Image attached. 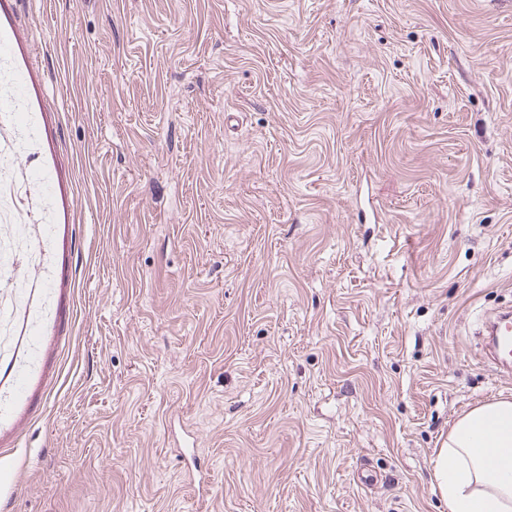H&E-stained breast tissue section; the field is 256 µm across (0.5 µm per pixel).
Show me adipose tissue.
I'll return each instance as SVG.
<instances>
[{"label": "adipose tissue", "mask_w": 512, "mask_h": 512, "mask_svg": "<svg viewBox=\"0 0 512 512\" xmlns=\"http://www.w3.org/2000/svg\"><path fill=\"white\" fill-rule=\"evenodd\" d=\"M432 480L448 512H512V401L457 421L436 450Z\"/></svg>", "instance_id": "ef3b65f1"}]
</instances>
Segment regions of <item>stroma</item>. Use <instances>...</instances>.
Listing matches in <instances>:
<instances>
[{"instance_id": "obj_1", "label": "stroma", "mask_w": 512, "mask_h": 512, "mask_svg": "<svg viewBox=\"0 0 512 512\" xmlns=\"http://www.w3.org/2000/svg\"><path fill=\"white\" fill-rule=\"evenodd\" d=\"M61 244L0 512H448L512 372V0H0ZM366 190L377 224L356 220ZM194 435L212 489L185 479ZM482 337L485 358L501 370L512 368V311H500L482 321L477 332ZM489 340H488V337Z\"/></svg>"}]
</instances>
